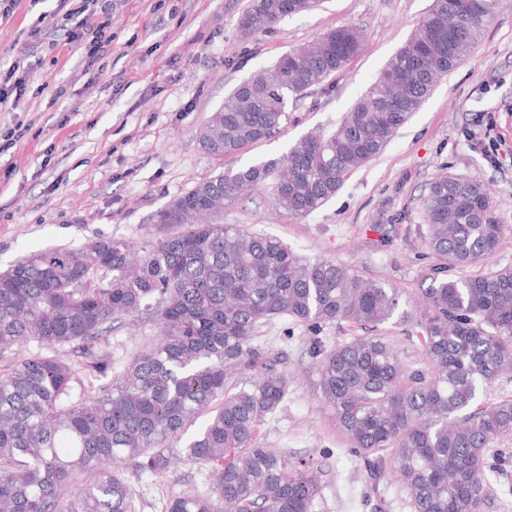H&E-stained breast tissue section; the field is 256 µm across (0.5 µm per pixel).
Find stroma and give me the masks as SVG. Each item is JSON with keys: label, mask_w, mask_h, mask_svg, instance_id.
Wrapping results in <instances>:
<instances>
[{"label": "stroma", "mask_w": 512, "mask_h": 512, "mask_svg": "<svg viewBox=\"0 0 512 512\" xmlns=\"http://www.w3.org/2000/svg\"><path fill=\"white\" fill-rule=\"evenodd\" d=\"M497 2L494 18L467 56L324 208L294 216L275 205L263 184L224 209L225 223L400 288L398 314L377 332L415 368L423 367L425 357L405 316L414 312L422 289L448 273L425 246L422 198L436 176L479 178L488 185L503 233L495 254L473 270L512 266V0ZM251 4L112 0V52L103 71L89 73L76 55L54 54L32 37L39 8L24 2L0 23V66L25 58L29 88L50 83L67 90L56 112L31 97L0 104V133L20 121L35 131L0 150V271L32 252L76 248L95 237L137 244L161 237L154 214L222 167L277 158L310 132L334 131L436 0H321L317 8L246 39L239 20ZM341 26L363 33L362 51L325 87L289 103L279 133L236 157L220 160L202 149L203 128L234 86ZM490 120L507 143L495 157L484 138ZM155 335L148 323H115L102 345L112 355L111 368L83 371V384L93 390L109 386L114 368ZM256 344L292 378L287 402L260 427V443L323 460L332 470L313 512H410L394 478L371 491L363 459L351 453L331 410L313 396L305 378L312 365L307 328L278 318L262 328ZM127 478L138 494L137 512H161L168 497L204 481L199 470L180 461L159 478L132 470Z\"/></svg>", "instance_id": "35a3bbf8"}]
</instances>
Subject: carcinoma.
<instances>
[{"mask_svg":"<svg viewBox=\"0 0 512 512\" xmlns=\"http://www.w3.org/2000/svg\"><path fill=\"white\" fill-rule=\"evenodd\" d=\"M496 2L438 0L333 133L198 183L155 214L163 237L137 249L115 238L46 248L0 272V512H135L125 470L164 476L178 457L207 472L210 488L173 495L162 512H311L330 468L257 443L290 381L254 341L275 318L370 330L392 318L401 293L226 224L219 211L268 181L279 208L321 210L469 52ZM318 3L253 0L240 34ZM361 45L356 29L340 27L282 55L224 98L200 145L224 158L271 137L288 121L289 99L323 87ZM423 211L426 244L448 268L496 252L502 224L483 181L439 175ZM416 315L427 368L406 369L383 336L331 347L313 336L311 391L370 475L401 483L411 512H486L498 496L491 475L509 462L494 444L512 437V398L481 399L512 373V267L434 278ZM127 318L155 325L154 342L108 387H74L78 369L59 351L78 344L82 365L102 370L109 356L95 347ZM30 343L37 350L15 359ZM245 370L256 378L229 390ZM204 412L206 423L186 436Z\"/></svg>","mask_w":512,"mask_h":512,"instance_id":"1","label":"carcinoma"}]
</instances>
